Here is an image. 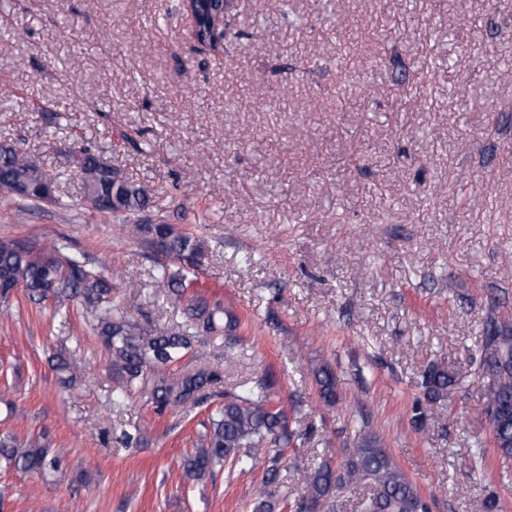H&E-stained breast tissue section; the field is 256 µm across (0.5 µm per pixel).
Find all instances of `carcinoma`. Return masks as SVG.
Segmentation results:
<instances>
[{"label":"carcinoma","mask_w":512,"mask_h":512,"mask_svg":"<svg viewBox=\"0 0 512 512\" xmlns=\"http://www.w3.org/2000/svg\"><path fill=\"white\" fill-rule=\"evenodd\" d=\"M191 10L198 20L195 38L201 43L214 40L221 5L219 0H193ZM72 160L83 181L87 203L99 213L126 219L147 206L146 190L115 174L106 159L86 148L73 152ZM63 171H51L30 159L15 144H0V194L16 195L34 208L59 202L55 189ZM128 233L146 236L157 250L184 260L198 250L195 239L175 235L166 224H128ZM159 278L168 284L171 302L182 307L186 321L177 329L165 324H140L112 298V279L91 266L81 254L63 244L36 247L18 239L0 238V302L9 303L21 288L34 304L52 317L80 311L105 348L115 386L112 405L121 406L137 392L154 412L169 408H194L206 392L223 380L221 365L196 351L198 344L216 342L224 347V361L247 356L242 344L232 338L238 322L224 319L221 302H211L193 289V282L181 271L167 266ZM194 367L171 377L173 366L186 357ZM53 367L74 373L82 364L79 349L60 350L52 356ZM483 370L495 378L480 395L483 406L493 405L498 415L492 425V442L501 455L512 456V323L489 315L483 325ZM319 393L328 406L338 401L337 378L331 367L315 372ZM455 385V373L440 364L430 365L422 376L423 401L414 406L415 420L424 418L427 408L440 404ZM274 382L262 374L224 393V405L211 411L202 446L186 456L183 467L196 481L223 465L245 470L266 448V482L276 484L282 476L281 453L291 437L288 413L271 400ZM25 473L56 472L60 460L49 455L43 437L22 442L13 435L0 437V463ZM360 488L367 494L357 502L358 512H432L431 501L400 470L389 449L367 430L363 422L354 429L353 446L342 458L321 461L308 473L306 495L298 512H335L345 495Z\"/></svg>","instance_id":"1"}]
</instances>
